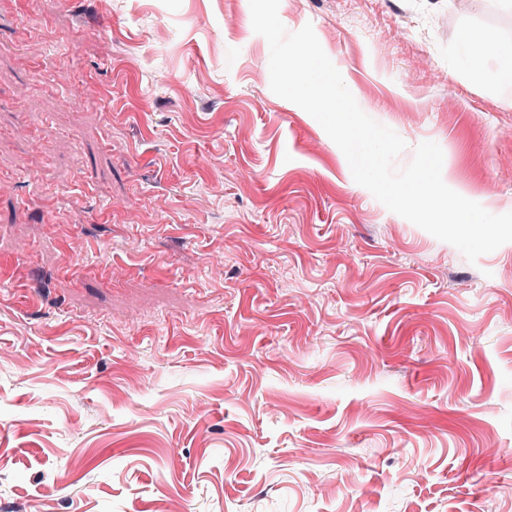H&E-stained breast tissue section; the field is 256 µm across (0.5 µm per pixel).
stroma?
<instances>
[{
	"label": "stroma",
	"mask_w": 512,
	"mask_h": 512,
	"mask_svg": "<svg viewBox=\"0 0 512 512\" xmlns=\"http://www.w3.org/2000/svg\"><path fill=\"white\" fill-rule=\"evenodd\" d=\"M279 18L512 212V85L458 62L512 0ZM269 60L249 0H0V512H512V242L388 210Z\"/></svg>",
	"instance_id": "1"
}]
</instances>
